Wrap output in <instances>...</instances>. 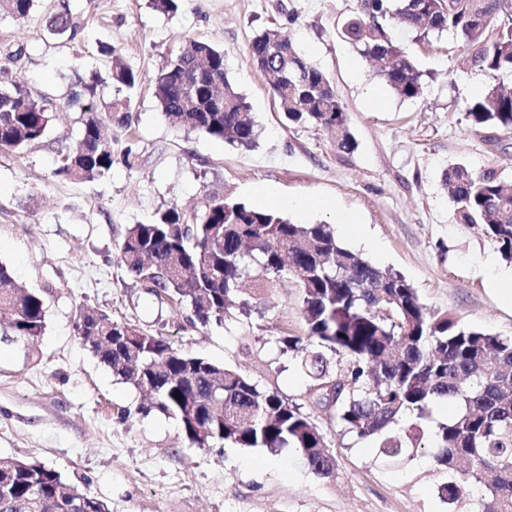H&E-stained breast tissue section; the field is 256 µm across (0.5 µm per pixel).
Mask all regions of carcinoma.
<instances>
[{"label":"carcinoma","instance_id":"cac0c4a2","mask_svg":"<svg viewBox=\"0 0 512 512\" xmlns=\"http://www.w3.org/2000/svg\"><path fill=\"white\" fill-rule=\"evenodd\" d=\"M35 0H0V11L27 16ZM452 33L468 62L493 76L512 75V0H357L342 35L374 63L377 77L397 95H423L422 74L397 45L389 27ZM52 34L73 38L67 0L50 16ZM252 64L275 72L271 88L291 125L327 131L340 152L355 147L344 107L329 76L309 63L275 28L248 47ZM109 79L134 90L140 78L120 56ZM194 84L183 93L186 82ZM93 81L81 82L68 103L92 100ZM153 95L167 122L231 146L251 149L259 129L245 98L229 80L224 51L189 40L157 76ZM78 145L61 152L54 176L93 181L112 168V137L105 123L126 127L131 96L108 106L107 119L92 107ZM471 131L512 134V87L500 83L466 108ZM52 120L47 103L17 82L0 85V149L19 151L40 141ZM461 224H477L512 262V181L494 170L474 174L454 165L444 175ZM120 262L159 296L188 304L202 325L245 313L242 283L274 292L286 279L302 288L305 333L281 342L307 377L316 404L336 408L339 421L359 440H370L385 462H401L421 447L424 421L447 402L454 414L434 430L431 451L447 470L444 490L455 500L476 487L475 512H512V337L458 325L424 304L400 273L382 269L345 247L329 224H294L277 208L210 198L201 211L160 209L152 222L128 228ZM44 300L19 287L0 265V333L19 339L41 335ZM83 342L112 374L152 396L151 405L176 417L185 437L200 448L222 442L234 448L301 452L323 478L336 471L324 433L299 405L259 388L238 369L186 355L161 336L140 332L98 310L79 318ZM345 358L347 367L332 362ZM407 422L404 432L397 430ZM0 512H106L81 495L55 469L38 461L0 457Z\"/></svg>","mask_w":512,"mask_h":512}]
</instances>
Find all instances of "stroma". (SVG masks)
<instances>
[{"label": "stroma", "instance_id": "stroma-1", "mask_svg": "<svg viewBox=\"0 0 512 512\" xmlns=\"http://www.w3.org/2000/svg\"><path fill=\"white\" fill-rule=\"evenodd\" d=\"M78 33L52 35L58 0H35L27 18L0 15V68L52 105L46 136L27 149H0V264L44 299L36 340L0 335V457L53 467L109 512H470L472 498L448 501L446 476L427 451L386 464L313 404L295 357L280 338L305 330L295 281L276 297L252 293L237 318L201 325L187 304L152 293L119 259L130 225L170 206L193 212L207 196L300 201L285 215L297 224L333 225L337 238L372 264L401 273L430 307L459 325L512 336V306L490 285L507 269L481 228L457 223L444 185L456 164L496 170L512 180V134L495 144L471 132L472 80L492 75L463 63L448 32L394 29L417 62L424 94L396 95L340 35L356 0H177L172 14L151 0H68ZM278 27L331 78L356 140L338 152L318 126L291 125L247 48ZM223 50L230 81L259 126L253 149L171 128L150 86L186 40ZM138 71L128 128H113V148L134 145V166L114 160L100 180L74 183L53 174L61 145H75L83 110L68 106L76 78L107 76L111 53ZM378 92V103L368 100ZM355 223L340 224L337 211ZM94 307L113 321L163 337L174 348L237 367L260 388L299 404L326 435L337 468L316 475L300 452L191 444L178 421L148 410L142 391L124 383L84 346L77 325Z\"/></svg>", "mask_w": 512, "mask_h": 512}]
</instances>
